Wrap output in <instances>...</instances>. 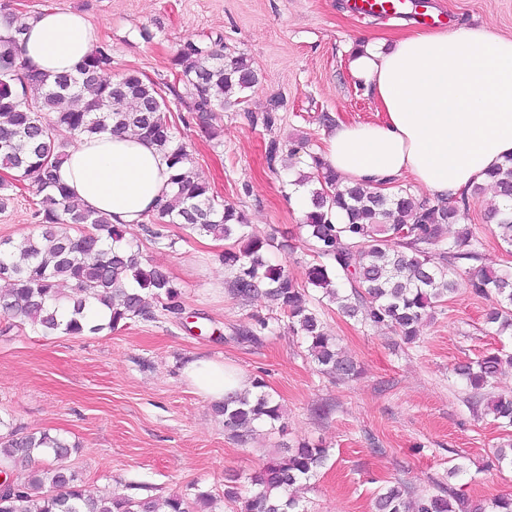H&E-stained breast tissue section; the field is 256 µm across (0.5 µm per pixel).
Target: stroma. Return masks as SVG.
I'll use <instances>...</instances> for the list:
<instances>
[{
  "mask_svg": "<svg viewBox=\"0 0 512 512\" xmlns=\"http://www.w3.org/2000/svg\"><path fill=\"white\" fill-rule=\"evenodd\" d=\"M7 13L26 16L45 9L83 13L112 46L113 70L139 71L171 81V59L188 42L221 37L228 52L244 54L260 81L243 102L219 113L220 136L210 141L197 126L181 127L191 143L193 171L241 212L252 234L265 239L299 234L303 213L290 204L292 182L308 176L309 153L327 132L322 114L336 121L377 118L378 104L354 85L352 51L402 33L400 19L353 17L346 0H0ZM451 28L487 27L512 37V0H435ZM151 40H143L142 29ZM283 98L272 128L252 122L272 98ZM289 152L287 169L266 161L269 140ZM0 211V240L21 242L34 229L36 197L14 187ZM494 191L484 187L448 229L475 227L484 241L481 264L512 267V248L489 231ZM174 247L154 244L141 226L127 228L152 263L182 293L183 312L156 310L97 336H46L0 318V418L23 433L47 431L66 438L68 462L94 493H121L131 481L151 484L157 496L196 487L222 501L224 478L234 474L249 490L251 474L269 454L303 441L328 448L330 459L302 495L311 512H371L376 492L388 482L408 494L444 488L470 504L512 496V471L491 466L495 448L512 440L492 417L473 412L468 390L450 375L456 363L502 348L512 338L493 334L484 322L489 300L460 287L418 343L404 344L390 329L364 326L326 303L325 331L360 367L351 380L321 374L301 337L288 326L252 341L236 327L271 316L263 294L241 300L225 292L228 271L219 259L225 244L166 228ZM193 357L219 359L238 373L264 379L286 409V429L232 437L224 418L184 379ZM464 473L451 475L452 467Z\"/></svg>",
  "mask_w": 512,
  "mask_h": 512,
  "instance_id": "obj_1",
  "label": "stroma"
}]
</instances>
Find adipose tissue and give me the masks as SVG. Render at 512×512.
Wrapping results in <instances>:
<instances>
[{
  "instance_id": "obj_1",
  "label": "adipose tissue",
  "mask_w": 512,
  "mask_h": 512,
  "mask_svg": "<svg viewBox=\"0 0 512 512\" xmlns=\"http://www.w3.org/2000/svg\"><path fill=\"white\" fill-rule=\"evenodd\" d=\"M27 26L22 57L50 75L73 72L100 40L99 28L71 10H43ZM349 71L383 117L339 123L325 137L321 157L346 181L375 187L407 174L445 198L483 181L512 154V38L483 27L412 30L357 49ZM170 175L156 146L110 132L76 142L59 169L84 204L125 228L170 192ZM183 375L215 403L250 386L205 357L187 361Z\"/></svg>"
}]
</instances>
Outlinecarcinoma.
I'll return each mask as SVG.
<instances>
[{"label":"carcinoma","mask_w":512,"mask_h":512,"mask_svg":"<svg viewBox=\"0 0 512 512\" xmlns=\"http://www.w3.org/2000/svg\"><path fill=\"white\" fill-rule=\"evenodd\" d=\"M23 22L9 21L0 35V167L14 171L34 189L37 231L20 245L0 242V316L15 326H31L43 334L68 336L112 332L119 325L153 317L148 300L174 315L182 312L181 292L171 277L143 257L140 247L124 241V230L110 217L76 200L60 182L58 169L66 157L59 132L75 140L108 131L139 136L165 152L172 170V196L163 197L146 215L147 235L169 248L175 241L162 232L181 224L192 234L228 242L221 259L229 271L228 292L236 298L263 293L280 316L257 317L239 334L257 340L275 333L280 317L303 336L307 354L318 370L336 378L358 374L356 361L324 331L312 297L267 254L274 240L248 232L243 215L218 199L211 185L191 175L192 157L172 124L158 83L127 70L111 79L112 46L100 42L75 73L50 76L33 70L20 56ZM214 45L188 42L172 59L176 86L167 89L209 138H217L216 113L230 105L225 94L243 93L259 76L243 54L224 53ZM309 167L319 187L311 192V210L302 227L313 253L306 282L350 318L385 326L406 344L420 339L434 310L448 300L463 280L472 291L493 299L486 322L496 333L512 335V270L474 269L482 258V238L471 228L448 239V226L470 206L474 185L448 199L419 200L405 189L378 195L368 184H350L309 153ZM499 204L489 231L512 246V156L487 173ZM66 284L69 293L60 291ZM512 367V355L488 352L460 362L453 374L471 390V398ZM253 390L229 393L216 406L224 428L241 440L261 428L283 427V406L264 391L261 379ZM484 411L503 427H512V395L484 399ZM0 471L13 475L0 492V512H215L208 491L150 494L142 482L126 484L128 494L96 496L66 465L74 447L47 432L18 435L0 418ZM329 451L302 442L269 458L249 477L243 494L236 480L224 483V501L234 512H309L298 490L310 484L327 463ZM374 512H512V496L469 506L453 490L411 501L399 486L380 489Z\"/></svg>","instance_id":"cac0c4a2"}]
</instances>
